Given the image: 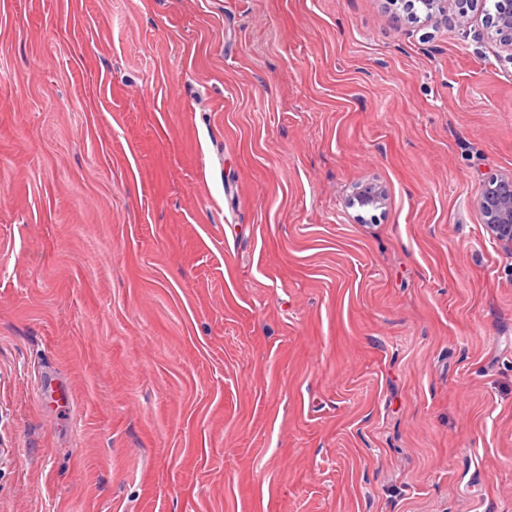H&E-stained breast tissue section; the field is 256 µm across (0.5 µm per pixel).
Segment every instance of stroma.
<instances>
[{"mask_svg":"<svg viewBox=\"0 0 512 512\" xmlns=\"http://www.w3.org/2000/svg\"><path fill=\"white\" fill-rule=\"evenodd\" d=\"M493 10L0 0V512H512ZM477 202L487 232L512 258V174L489 178L482 185ZM385 203V194L375 184L361 185L355 188L352 194V204L359 208L377 209Z\"/></svg>","mask_w":512,"mask_h":512,"instance_id":"obj_1","label":"stroma"}]
</instances>
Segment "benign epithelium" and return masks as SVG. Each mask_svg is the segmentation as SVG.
Masks as SVG:
<instances>
[{"instance_id": "1", "label": "benign epithelium", "mask_w": 512, "mask_h": 512, "mask_svg": "<svg viewBox=\"0 0 512 512\" xmlns=\"http://www.w3.org/2000/svg\"><path fill=\"white\" fill-rule=\"evenodd\" d=\"M494 9L488 32L512 61V0H495ZM384 203V192L374 184L361 185L353 191L352 204L360 208L377 209ZM478 206L487 232L512 258V174L489 178L480 189Z\"/></svg>"}]
</instances>
